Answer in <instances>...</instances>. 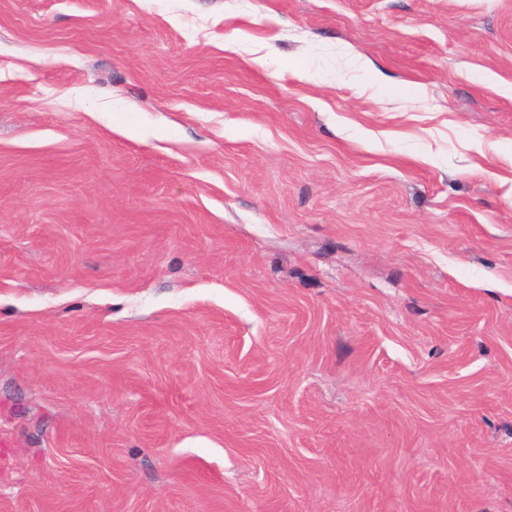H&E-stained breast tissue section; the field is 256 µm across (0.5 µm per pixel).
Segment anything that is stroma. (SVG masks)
<instances>
[{
    "instance_id": "35a3bbf8",
    "label": "stroma",
    "mask_w": 512,
    "mask_h": 512,
    "mask_svg": "<svg viewBox=\"0 0 512 512\" xmlns=\"http://www.w3.org/2000/svg\"><path fill=\"white\" fill-rule=\"evenodd\" d=\"M0 512H512V0H0Z\"/></svg>"
}]
</instances>
